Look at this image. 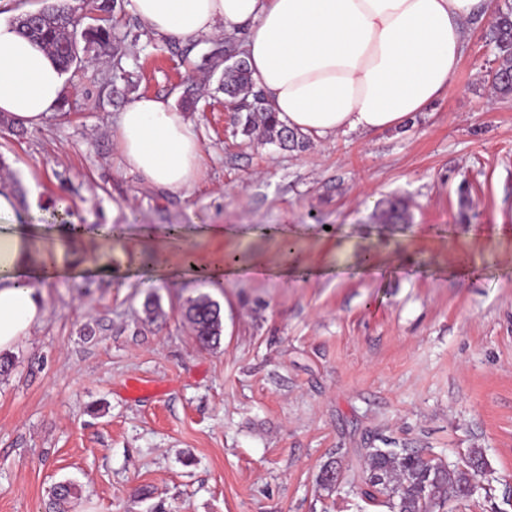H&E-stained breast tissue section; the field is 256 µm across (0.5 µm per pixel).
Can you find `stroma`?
I'll use <instances>...</instances> for the list:
<instances>
[{
	"instance_id": "35a3bbf8",
	"label": "stroma",
	"mask_w": 512,
	"mask_h": 512,
	"mask_svg": "<svg viewBox=\"0 0 512 512\" xmlns=\"http://www.w3.org/2000/svg\"><path fill=\"white\" fill-rule=\"evenodd\" d=\"M510 5L491 0L443 96L394 132L304 151L243 135L197 72L200 51L173 54L120 10L121 64L82 51L84 75L43 127L0 113V185L25 193L15 220L47 224L48 260L71 271L0 375V512H46L64 480L82 491L77 512H389L318 476L329 458L359 475L366 449L403 447L448 462L482 449V491L443 512H512V96L494 93L486 37ZM188 88L202 173L175 193L125 168L116 117L140 96L180 104ZM59 196L70 213L56 226ZM391 196L406 221L380 222ZM107 224L119 236L94 238ZM201 224L229 233L202 238ZM174 228L199 255L246 253L266 269L156 282L132 261ZM351 240L397 251L400 266L356 273L338 253ZM459 254L472 272L452 271ZM309 257L322 274L301 266ZM90 264L101 272L81 275ZM201 294L221 306L214 349L183 317ZM152 295L164 315L149 324Z\"/></svg>"
}]
</instances>
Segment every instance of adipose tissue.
<instances>
[{"label":"adipose tissue","mask_w":512,"mask_h":512,"mask_svg":"<svg viewBox=\"0 0 512 512\" xmlns=\"http://www.w3.org/2000/svg\"><path fill=\"white\" fill-rule=\"evenodd\" d=\"M486 0H131L140 23L173 38L242 35L256 87L288 126L310 138L394 131L426 111L458 69L468 21ZM65 75L38 42L0 22V112L26 128L45 125ZM126 169L146 183L186 191L202 145L169 100L142 96L116 121ZM16 199L0 187V351L46 315L61 270L37 263L28 227L12 223Z\"/></svg>","instance_id":"ef3b65f1"}]
</instances>
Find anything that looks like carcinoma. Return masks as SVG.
Returning a JSON list of instances; mask_svg holds the SVG:
<instances>
[{
    "mask_svg": "<svg viewBox=\"0 0 512 512\" xmlns=\"http://www.w3.org/2000/svg\"><path fill=\"white\" fill-rule=\"evenodd\" d=\"M116 0H96L93 23L81 26L82 17L75 11L51 4L33 12L23 13L15 19L14 26L23 36L41 43L53 55L64 72L81 70L77 64L78 39L88 45L103 49L112 48L116 40L112 32V12ZM491 35L499 51L500 63L493 75L497 92L512 95V13H499L492 23ZM236 53L227 41H212L201 55L199 70L213 75L222 69L217 91L231 101L240 104L245 112L243 131H259L268 143H275L291 150L307 147L305 137L285 127L270 110L263 94L254 90L248 66L225 64V59ZM383 220L402 221L406 216L403 200L394 198L380 209ZM197 342L202 346L220 343L223 322L220 306L207 295L188 300L184 312ZM367 467L359 478L348 480L350 488L361 498L375 501L379 496L387 497L391 512H439L452 495L459 500L467 499L464 490L486 468L482 449L473 448L460 465H449L440 459H431L413 448H369ZM343 480V474L335 460L323 464L318 477V486L332 490ZM79 496L77 486L71 482H59L51 490L49 512H69L67 507Z\"/></svg>",
    "mask_w": 512,
    "mask_h": 512,
    "instance_id": "cac0c4a2",
    "label": "carcinoma"
}]
</instances>
